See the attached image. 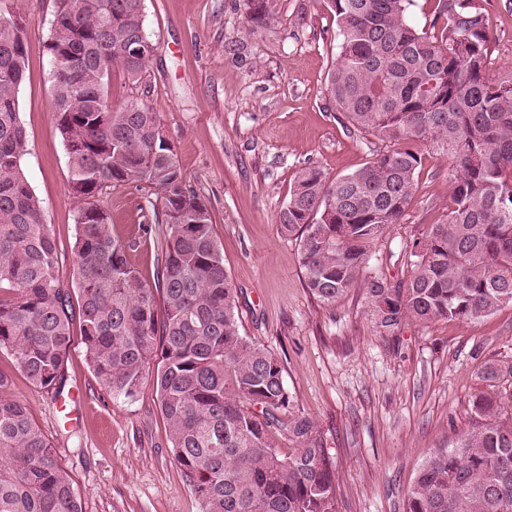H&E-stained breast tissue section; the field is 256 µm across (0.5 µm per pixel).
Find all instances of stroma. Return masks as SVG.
I'll list each match as a JSON object with an SVG mask.
<instances>
[{"label": "stroma", "mask_w": 512, "mask_h": 512, "mask_svg": "<svg viewBox=\"0 0 512 512\" xmlns=\"http://www.w3.org/2000/svg\"><path fill=\"white\" fill-rule=\"evenodd\" d=\"M143 0L144 31L156 53L138 81L114 73L108 99L159 113L188 188L208 206L224 268L238 291L241 334L281 361L290 410L312 418L338 490V512H405L417 472L455 446L489 396L512 418V383L480 375L512 361V306L476 321L403 324L376 331L362 288L335 303L311 294L298 245L279 213L297 172L332 177L361 168L381 140L350 131L325 98L339 38L324 0ZM490 17V76L512 71V0H481ZM56 0H0L29 23L28 67L18 92L27 135L23 169L42 201L62 269L76 259L78 205L69 193L67 151L52 111L45 50ZM449 158L423 152L417 189L401 223L368 251L369 271L406 281V244L444 220ZM129 265L154 284L164 262L161 198L136 184L103 189ZM8 396L25 401L68 471L83 512H201L172 453L152 381L130 398L103 388L82 346L70 352L65 406L35 387L10 358Z\"/></svg>", "instance_id": "obj_1"}]
</instances>
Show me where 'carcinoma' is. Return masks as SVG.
Wrapping results in <instances>:
<instances>
[{
    "instance_id": "cac0c4a2",
    "label": "carcinoma",
    "mask_w": 512,
    "mask_h": 512,
    "mask_svg": "<svg viewBox=\"0 0 512 512\" xmlns=\"http://www.w3.org/2000/svg\"><path fill=\"white\" fill-rule=\"evenodd\" d=\"M339 37L328 102L346 124L395 147L336 178L307 167L279 213L298 242L306 286L333 303L354 287L367 250L415 194L422 144L451 159L450 205L406 254L404 283L369 276L382 336L408 320L478 321L512 305V72L487 76L490 17L479 0H442L443 25L418 30L413 0H324ZM28 23L0 13V352L58 396L79 327L99 383L132 397L153 377L169 441L202 512H337L315 422L279 414L291 400L279 359L242 336L238 292L205 203L187 188L161 119L145 103L108 102L112 72L135 81L151 54L142 0H59L45 48L53 112L80 202L71 288L40 199L23 170L18 90ZM161 193L168 232L157 281L142 283L94 202L108 186ZM479 420L440 448L412 483L406 512H512V421L479 397ZM287 431L284 455L269 441ZM0 512H82L71 478L26 403L0 395Z\"/></svg>"
}]
</instances>
